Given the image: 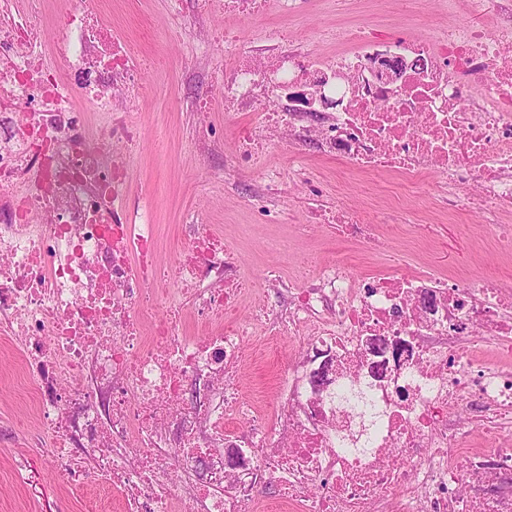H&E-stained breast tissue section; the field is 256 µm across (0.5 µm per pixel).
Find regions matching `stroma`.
Listing matches in <instances>:
<instances>
[{
    "mask_svg": "<svg viewBox=\"0 0 512 512\" xmlns=\"http://www.w3.org/2000/svg\"><path fill=\"white\" fill-rule=\"evenodd\" d=\"M104 6L113 25L138 42L150 64L146 77L154 86L153 93L128 105L131 121L142 130L128 181L132 196L149 193L156 200L163 256L183 249L187 224L198 220L232 243L247 272L257 280L271 262L279 263L285 276L294 273L287 256L270 250L275 239L316 263L343 255L350 274L358 280L382 271L387 256L395 250L405 251L403 271L407 274L429 270L470 287L488 276L512 279V261L499 257L479 214H441L440 177L433 172L424 176L414 198L404 192L396 177L354 175L344 161L310 154L307 175L328 187L329 203L391 216L392 227L373 250L327 224L316 226L310 235H296L293 224L304 217L308 200L303 184L295 181L286 187L291 224L260 223L248 202L251 175L243 174L234 189L224 186V153L233 150L232 139H225L224 152L208 158L194 153L201 124L223 125L224 112L219 109L201 119L181 106L190 91L185 77L197 48L191 38L175 35L178 0H104ZM448 23L489 27L494 18L489 13H474L470 0H455L450 11L441 0H344L337 9L327 0H297L295 11L288 14L276 0H269L259 19L234 14L223 18L228 32L277 30L324 59L348 50L345 33L350 29L361 27L392 40L425 39ZM405 207L418 210L421 218L410 236L399 225ZM295 349L289 339L278 349L254 340L246 342V389L269 388L285 355ZM24 366L22 341L0 338V512H120L118 494L103 489L97 476L88 475L83 485L65 489L46 466L41 456L45 436L31 392L23 384Z\"/></svg>",
    "mask_w": 512,
    "mask_h": 512,
    "instance_id": "1",
    "label": "stroma"
}]
</instances>
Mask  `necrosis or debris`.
Listing matches in <instances>:
<instances>
[{
  "label": "necrosis or debris",
  "instance_id": "1",
  "mask_svg": "<svg viewBox=\"0 0 512 512\" xmlns=\"http://www.w3.org/2000/svg\"><path fill=\"white\" fill-rule=\"evenodd\" d=\"M44 3L0 0V334L24 339L47 467L72 485L96 472L124 512H255L264 494L281 512H512V290L403 274L398 252L394 270L357 282L340 258L287 283L270 270L274 302L242 315L253 285L232 247L197 223L159 263L151 197L128 192L141 133L122 108L150 91L128 41L95 0L50 16ZM473 6L494 11L493 28L357 32L361 51L330 62L276 33L247 47L211 28L195 71L219 95L195 108L226 113L203 126L200 154L232 133L224 171L254 176L267 224L287 222L283 180L304 167L295 154L287 175L266 168L269 144L401 176L412 195L438 172L449 209L478 212L511 259L512 0ZM306 193V224L356 239L384 221L326 204L321 183ZM188 305L203 333L186 329ZM260 331L300 343L261 412L240 375Z\"/></svg>",
  "mask_w": 512,
  "mask_h": 512
}]
</instances>
